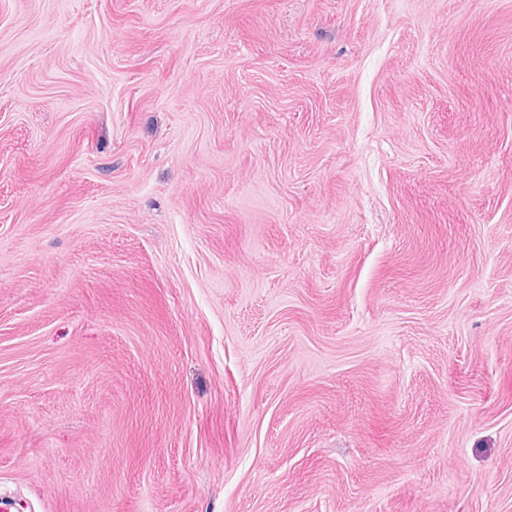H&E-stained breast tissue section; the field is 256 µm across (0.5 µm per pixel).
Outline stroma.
<instances>
[{"label":"stroma","instance_id":"stroma-1","mask_svg":"<svg viewBox=\"0 0 512 512\" xmlns=\"http://www.w3.org/2000/svg\"><path fill=\"white\" fill-rule=\"evenodd\" d=\"M0 512H512V0H0Z\"/></svg>","mask_w":512,"mask_h":512}]
</instances>
